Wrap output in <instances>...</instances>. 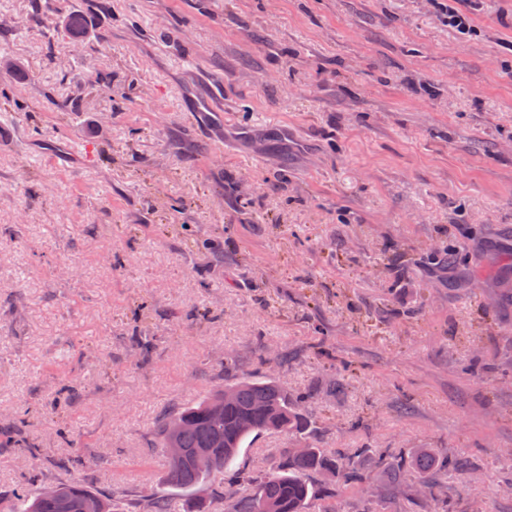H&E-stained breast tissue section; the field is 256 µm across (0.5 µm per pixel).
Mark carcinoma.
<instances>
[{
	"label": "carcinoma",
	"instance_id": "carcinoma-1",
	"mask_svg": "<svg viewBox=\"0 0 512 512\" xmlns=\"http://www.w3.org/2000/svg\"><path fill=\"white\" fill-rule=\"evenodd\" d=\"M305 403V397L289 393L270 375L239 377L163 416L155 429L156 444L169 462L165 485L183 494L184 512H338L336 486L366 483L360 459L369 449L331 452L319 447L311 440L313 424ZM272 432L295 437L299 447L284 449L263 473L224 478L247 441ZM203 451L215 458L211 470L197 463ZM389 459L395 479L409 468L418 470L429 490L440 477L463 468L461 459L429 448L411 456L395 452ZM90 504L98 512H127L115 495L75 480L45 482L10 500L0 496V512H87Z\"/></svg>",
	"mask_w": 512,
	"mask_h": 512
}]
</instances>
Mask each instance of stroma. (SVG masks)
<instances>
[{"label":"stroma","instance_id":"obj_1","mask_svg":"<svg viewBox=\"0 0 512 512\" xmlns=\"http://www.w3.org/2000/svg\"><path fill=\"white\" fill-rule=\"evenodd\" d=\"M447 7L10 0L0 426L37 451L0 447V495L74 479L183 512L154 429L231 351L309 395L321 447L368 449L339 512H433L375 464L392 448L466 458L450 512H512V0L465 34Z\"/></svg>","mask_w":512,"mask_h":512}]
</instances>
